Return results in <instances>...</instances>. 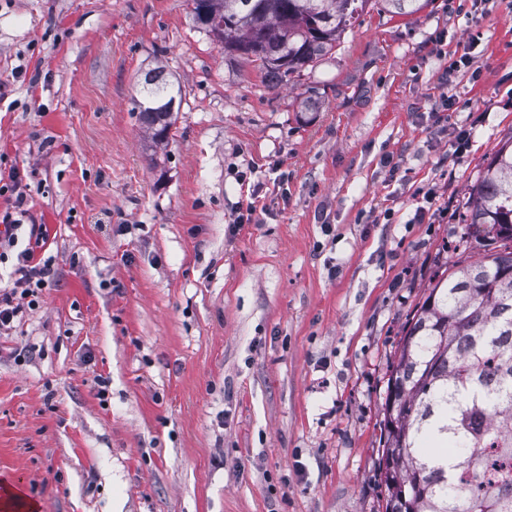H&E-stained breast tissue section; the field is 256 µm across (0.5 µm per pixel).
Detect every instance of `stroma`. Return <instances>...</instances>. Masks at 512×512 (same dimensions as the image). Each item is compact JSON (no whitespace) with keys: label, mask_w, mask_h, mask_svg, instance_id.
<instances>
[{"label":"stroma","mask_w":512,"mask_h":512,"mask_svg":"<svg viewBox=\"0 0 512 512\" xmlns=\"http://www.w3.org/2000/svg\"><path fill=\"white\" fill-rule=\"evenodd\" d=\"M511 137L512 0L368 9L277 91L189 0H0V179L54 258L0 329V481L38 512H377L388 366L433 273L490 256L457 243ZM140 99L133 101V112L153 143L161 144L170 137L175 123L173 106L176 95H181L163 69H153L145 73L139 89Z\"/></svg>","instance_id":"1"}]
</instances>
